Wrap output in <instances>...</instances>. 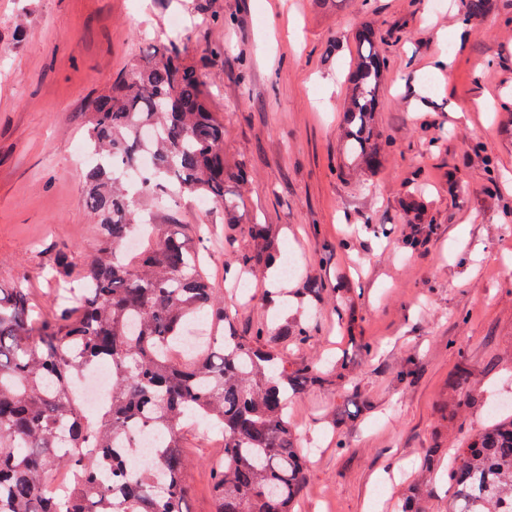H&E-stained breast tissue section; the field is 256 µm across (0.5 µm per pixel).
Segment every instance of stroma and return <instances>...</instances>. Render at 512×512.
Instances as JSON below:
<instances>
[{
	"mask_svg": "<svg viewBox=\"0 0 512 512\" xmlns=\"http://www.w3.org/2000/svg\"><path fill=\"white\" fill-rule=\"evenodd\" d=\"M464 0H0V285L39 303L52 250H93L75 152L113 75L175 38L208 78L224 160L245 183L224 207L181 196L158 224L205 228L204 270L239 335L305 321L291 361L320 383L288 407L308 452L297 512H397L433 462L424 512L452 499L448 457L512 403V0L442 41ZM372 23L385 59L374 125L381 166L353 167L340 107L356 32ZM447 56L444 74L432 67ZM423 207L415 248L406 201ZM269 225L296 271L274 289L249 262L252 223ZM321 288L301 300L304 288ZM467 358L470 376L457 385ZM409 378H400L403 369ZM188 512H212L223 442L188 428Z\"/></svg>",
	"mask_w": 512,
	"mask_h": 512,
	"instance_id": "35a3bbf8",
	"label": "stroma"
}]
</instances>
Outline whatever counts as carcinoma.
Listing matches in <instances>:
<instances>
[{"instance_id":"carcinoma-1","label":"carcinoma","mask_w":512,"mask_h":512,"mask_svg":"<svg viewBox=\"0 0 512 512\" xmlns=\"http://www.w3.org/2000/svg\"><path fill=\"white\" fill-rule=\"evenodd\" d=\"M494 0H466L464 21ZM352 87L342 101L346 149L374 167L381 146L371 123L383 72L369 27L356 33ZM154 134L151 183L173 199L184 193L224 203V183L245 180L224 163V121L213 111L200 69L174 41L112 77L87 117L86 139L98 162L84 198L98 232L96 247L56 250L48 274L67 298L38 312L25 279L0 287V512H187L189 464L180 451L187 416L221 429L224 461L211 467L215 512H293L306 458L288 420L291 396L320 381L266 344L225 328L224 296L202 271L199 249L183 234H154L135 252L140 224L135 194L123 178L136 166L144 133ZM253 260L275 265L274 240L262 229ZM205 315L207 344L177 355L186 324ZM105 363L112 397L94 414L74 381ZM160 435L154 462L129 476L115 451L139 446V432ZM65 467L75 482L49 488ZM448 475L449 512H512V414L458 449Z\"/></svg>"}]
</instances>
